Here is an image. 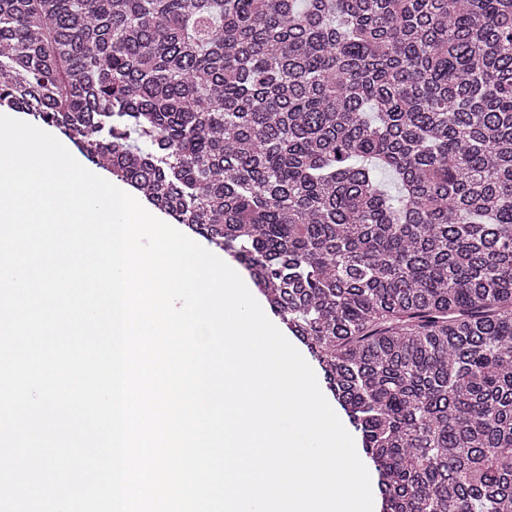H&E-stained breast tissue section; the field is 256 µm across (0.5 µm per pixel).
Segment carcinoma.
I'll use <instances>...</instances> for the list:
<instances>
[{
    "label": "carcinoma",
    "mask_w": 512,
    "mask_h": 512,
    "mask_svg": "<svg viewBox=\"0 0 512 512\" xmlns=\"http://www.w3.org/2000/svg\"><path fill=\"white\" fill-rule=\"evenodd\" d=\"M2 105L247 270L383 512H512V0H0ZM0 111L4 112V111H9V112H13L16 117L18 118V120H22V121H25L27 123H30L50 134H52L53 136H55L61 143H63V145L71 152L73 153L74 155H76L81 161L82 163L92 169V170H95L97 172H99L100 176L107 179L108 181H110L111 183L115 184V183H121L123 185H125L127 187V189L132 193L134 194L135 196H137L138 198V201L139 203L146 209L148 210H157L155 209L151 204H149L147 201H145L143 198H141L137 193H135L128 185L122 183L121 181H118L116 180L114 177H112V175L101 169V168H98L97 166L93 165L90 161L87 160V158L80 152V150L77 148V146L75 144H73L66 136H64L58 129L52 127V126H49V125H46L40 121H37L29 112H20V111H17V110H11V109H8V108H4V107H1ZM158 211V210H157ZM160 213V220H162L163 222L167 223V224H174L168 217H166L164 214H162L160 211H158ZM262 309H263L264 313L266 314V316L269 318V320L282 332V334L289 340V342L302 354L304 359L308 362V364L311 366V368L315 372L321 391L323 392V394L326 397V399L328 400L329 404L331 405V407L333 408V410L339 417V419L342 422L345 429L353 437L356 452L369 472L370 480H371L372 495H373V503H374L373 512H381V500H380V494H379V490H378V486H377V478H376V474L374 471V467H373L372 463L366 458V456L363 452L359 434L356 432L354 427L351 425L347 416L345 415V413L341 410V408L337 404L336 399L334 398L332 393L327 388V384L325 382L323 372L319 368L317 362L312 358V356L308 352L307 348L295 336H293L292 333H290L288 331V329L280 321V319L278 317H276L270 311V309L268 308L266 303L264 304Z\"/></svg>",
    "instance_id": "1"
}]
</instances>
